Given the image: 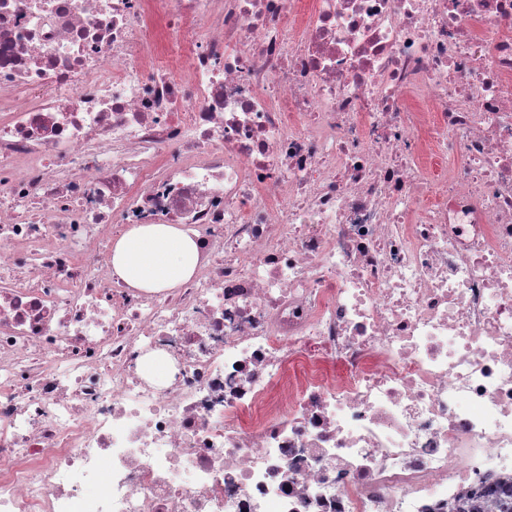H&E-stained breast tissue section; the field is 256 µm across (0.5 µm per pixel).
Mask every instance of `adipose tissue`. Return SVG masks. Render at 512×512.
Wrapping results in <instances>:
<instances>
[{"instance_id": "obj_1", "label": "adipose tissue", "mask_w": 512, "mask_h": 512, "mask_svg": "<svg viewBox=\"0 0 512 512\" xmlns=\"http://www.w3.org/2000/svg\"><path fill=\"white\" fill-rule=\"evenodd\" d=\"M198 261L194 239L173 224L133 227L112 250L113 274L150 292L180 287L191 278Z\"/></svg>"}]
</instances>
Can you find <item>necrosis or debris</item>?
Here are the masks:
<instances>
[{
  "label": "necrosis or debris",
  "instance_id": "4bbe7bcc",
  "mask_svg": "<svg viewBox=\"0 0 512 512\" xmlns=\"http://www.w3.org/2000/svg\"><path fill=\"white\" fill-rule=\"evenodd\" d=\"M139 224L195 240L180 288L113 276ZM490 490L512 0H0V512Z\"/></svg>",
  "mask_w": 512,
  "mask_h": 512
}]
</instances>
